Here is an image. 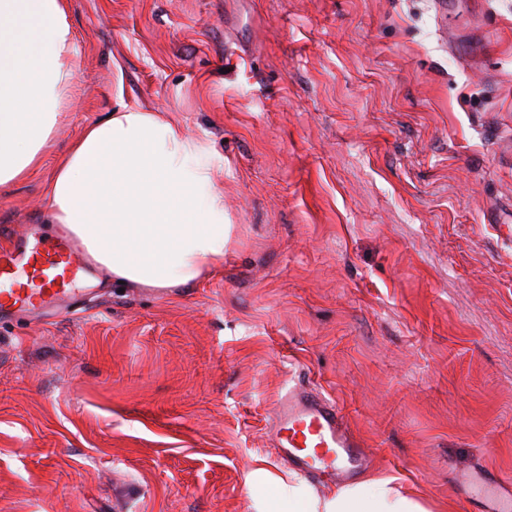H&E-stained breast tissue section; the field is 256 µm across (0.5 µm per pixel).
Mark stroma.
<instances>
[{
  "mask_svg": "<svg viewBox=\"0 0 512 512\" xmlns=\"http://www.w3.org/2000/svg\"><path fill=\"white\" fill-rule=\"evenodd\" d=\"M76 103L0 191V247L127 105L224 158L233 226L192 288L103 273L0 316V512H265L302 379L435 512L512 479V0H68Z\"/></svg>",
  "mask_w": 512,
  "mask_h": 512,
  "instance_id": "35a3bbf8",
  "label": "stroma"
}]
</instances>
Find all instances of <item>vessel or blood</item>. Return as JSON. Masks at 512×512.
I'll return each mask as SVG.
<instances>
[{
	"mask_svg": "<svg viewBox=\"0 0 512 512\" xmlns=\"http://www.w3.org/2000/svg\"><path fill=\"white\" fill-rule=\"evenodd\" d=\"M81 275L92 278L96 271L70 240L59 237L32 249L19 242L0 255V278L10 282L0 289V312H68L78 301L72 284ZM26 278L39 280V290L23 287ZM272 424L279 459L300 476L316 480L327 473L344 481L356 474L363 460L362 443L339 405L304 383L292 385L274 404ZM492 488V494L481 499L484 512H504L512 492L501 480Z\"/></svg>",
	"mask_w": 512,
	"mask_h": 512,
	"instance_id": "obj_1",
	"label": "vessel or blood"
}]
</instances>
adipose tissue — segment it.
Returning a JSON list of instances; mask_svg holds the SVG:
<instances>
[{"mask_svg": "<svg viewBox=\"0 0 512 512\" xmlns=\"http://www.w3.org/2000/svg\"><path fill=\"white\" fill-rule=\"evenodd\" d=\"M80 67L66 0H0V188L43 164ZM223 157L154 112L122 107L87 125L61 155L49 216L113 281L190 288L224 260L231 227L214 174ZM269 512H429L398 477L313 493L296 475Z\"/></svg>", "mask_w": 512, "mask_h": 512, "instance_id": "ef3b65f1", "label": "adipose tissue"}]
</instances>
